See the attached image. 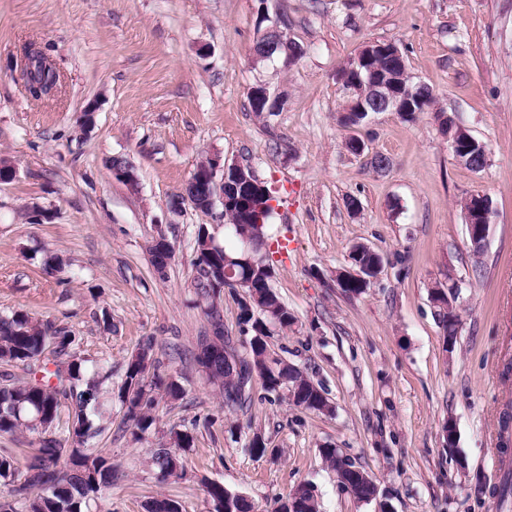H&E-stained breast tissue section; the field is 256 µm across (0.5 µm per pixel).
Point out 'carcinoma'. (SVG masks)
<instances>
[{"mask_svg": "<svg viewBox=\"0 0 512 512\" xmlns=\"http://www.w3.org/2000/svg\"><path fill=\"white\" fill-rule=\"evenodd\" d=\"M29 93L36 100L50 97L57 85L52 77L22 74ZM255 224H241L237 217L227 228L219 258L235 260L241 257L244 239L256 236ZM206 246V231L199 228L196 236V255L193 261L195 289L205 315L214 326V336L206 338L210 353L198 351L194 361L207 380L217 386L230 409L245 399L249 379L261 381L269 393L287 392L291 404L305 411L324 413L330 404L323 389L295 365L271 353L268 338L271 328L286 331L295 321L288 307L274 291L271 280L260 266L237 264V276L247 284L245 295L238 300L239 324L251 331L248 348L243 355L229 348L224 337L221 313L209 311V306L224 294V278L219 273L205 276V268L212 267ZM439 302L436 315L447 341L456 342V324L448 305V293L435 297ZM59 339L61 353L70 361L67 365L68 384L52 386L48 383H8L0 386V434L29 431L39 434L36 448L25 463V479H20L14 457L0 453V485L8 487V495H0V512H17L21 504L26 512H99L102 492L123 478L112 462L88 448L89 440L101 431L97 421L107 413L102 401V389L110 374L98 362L77 354L76 336L64 329L44 323L23 311L0 317V364H29L38 361L49 337ZM152 341L145 342L128 360L119 400L124 419L143 436L156 423L155 411L159 400L176 401L184 394L182 376L160 373L157 367L144 372L145 357L152 356ZM67 408L71 425L61 437L54 432L62 408ZM190 447V436L170 430L164 442L151 452V463L156 479L164 484L183 478L184 465L180 451ZM338 482L349 483L360 501L377 498L378 487L364 470L336 472ZM212 504V512H256V506L247 497L233 493L220 483L205 485ZM492 495L498 506L512 498V473H504L493 487ZM146 512H182L178 502L158 495L146 504Z\"/></svg>", "mask_w": 512, "mask_h": 512, "instance_id": "carcinoma-1", "label": "carcinoma"}]
</instances>
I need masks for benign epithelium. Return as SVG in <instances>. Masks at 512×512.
<instances>
[{
    "label": "benign epithelium",
    "mask_w": 512,
    "mask_h": 512,
    "mask_svg": "<svg viewBox=\"0 0 512 512\" xmlns=\"http://www.w3.org/2000/svg\"><path fill=\"white\" fill-rule=\"evenodd\" d=\"M273 50H284L290 57L300 56V52L288 43L282 32L272 30L265 33L254 45L253 54L257 59H266ZM375 58L388 61V75L383 77L368 68V75L363 77L358 66ZM354 75H337V81L345 91V104L341 115L352 112L365 118L370 113L393 112L401 119H406L413 111V97L416 90L404 82L406 76L404 56L400 48L392 43L369 42L362 47V53L355 58ZM448 142L454 159L461 165L472 162L468 154L469 132L455 121L448 122ZM112 177L133 188L137 185L136 169L133 162L122 156L114 157L110 164ZM186 187L193 191H184L171 200V210L178 211L188 202L198 210L210 211L215 203H221L223 209H237L245 214L255 208V203L264 192L265 186L255 181L247 169L240 165H220V160L209 157L202 160L193 171ZM468 202L475 203V209L467 212L470 236L472 239L485 240L488 236L492 207L483 195H472ZM263 259V250L247 240L243 255L238 259L242 264H257ZM352 266L342 269L337 275L345 283H357L367 280L365 268L360 262L351 260Z\"/></svg>",
    "instance_id": "benign-epithelium-1"
}]
</instances>
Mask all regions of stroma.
<instances>
[{
    "label": "stroma",
    "instance_id": "obj_1",
    "mask_svg": "<svg viewBox=\"0 0 512 512\" xmlns=\"http://www.w3.org/2000/svg\"><path fill=\"white\" fill-rule=\"evenodd\" d=\"M283 31L304 53L258 61L253 44ZM397 44L434 110L406 122L382 112L351 154L338 121V70L368 42ZM34 43L58 70L55 96L33 99L12 63ZM263 84L277 112H253ZM94 106L91 131L79 118ZM483 141L478 171L457 163L438 112ZM389 166H372L374 155ZM130 158L138 187L108 162ZM249 167L273 197L267 234L297 248L272 285L296 321L272 350L320 384L334 410L313 413L253 383L237 410L198 371L209 323L196 303L199 226L224 235L222 206L170 202L207 157ZM0 315L24 311L72 331L82 356L112 372L153 342L160 369L184 376L181 399L160 402L135 439L120 403L90 445L126 474L101 512H145L151 497L210 512L204 485L223 483L273 512L298 484L320 512H500L499 435L512 404V0H0ZM492 201L486 247L474 252L463 204ZM39 207L48 222L30 223ZM165 234L174 255L158 275L146 251ZM384 258L366 292L345 295L337 270L353 246ZM63 266L44 269L45 254ZM459 286L461 326L447 346L433 291ZM111 327H104L103 315ZM453 422L456 439L441 428ZM192 435L182 479L158 485L150 452L170 430ZM261 436L269 451L253 455ZM331 445L375 481L363 502L342 489L321 449Z\"/></svg>",
    "mask_w": 512,
    "mask_h": 512
}]
</instances>
